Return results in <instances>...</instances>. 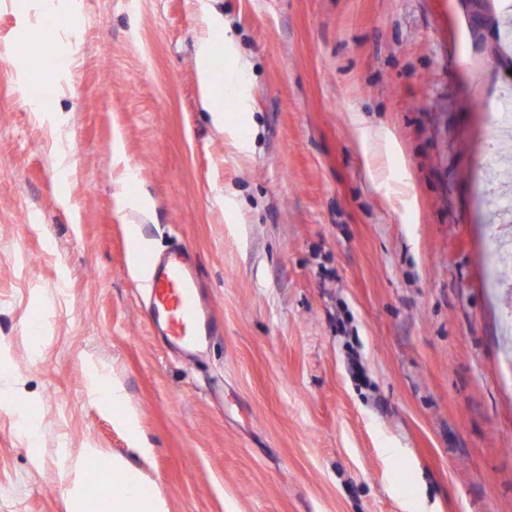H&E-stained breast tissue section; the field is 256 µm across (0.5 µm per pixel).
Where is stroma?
Listing matches in <instances>:
<instances>
[{"label":"stroma","instance_id":"stroma-1","mask_svg":"<svg viewBox=\"0 0 512 512\" xmlns=\"http://www.w3.org/2000/svg\"><path fill=\"white\" fill-rule=\"evenodd\" d=\"M42 2L0 0V512H67L83 448L166 512H512L499 0ZM214 13L245 151L202 106ZM175 243L220 326L197 362L146 317L137 255Z\"/></svg>","mask_w":512,"mask_h":512}]
</instances>
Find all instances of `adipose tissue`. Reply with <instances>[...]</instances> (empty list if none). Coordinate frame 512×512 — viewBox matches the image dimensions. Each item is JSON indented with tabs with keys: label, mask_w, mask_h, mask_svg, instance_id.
<instances>
[{
	"label": "adipose tissue",
	"mask_w": 512,
	"mask_h": 512,
	"mask_svg": "<svg viewBox=\"0 0 512 512\" xmlns=\"http://www.w3.org/2000/svg\"><path fill=\"white\" fill-rule=\"evenodd\" d=\"M212 37L199 48L197 72L205 89L204 104L212 113L217 125H224V98L236 97L241 111H249L250 103L245 95L243 83L237 72L225 71L224 50L226 43L223 25L218 17H210ZM99 449L84 448L69 467L71 480L65 491L70 512H165L163 497L159 491L144 490L136 482L113 497H90L83 491V481L88 463L98 458Z\"/></svg>",
	"instance_id": "1"
}]
</instances>
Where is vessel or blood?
Instances as JSON below:
<instances>
[{"label":"vessel or blood","mask_w":512,"mask_h":512,"mask_svg":"<svg viewBox=\"0 0 512 512\" xmlns=\"http://www.w3.org/2000/svg\"><path fill=\"white\" fill-rule=\"evenodd\" d=\"M140 263L148 272L153 297L152 326L171 346L199 355L214 336L217 323L200 290L195 252L175 247L160 259L146 252Z\"/></svg>","instance_id":"1"}]
</instances>
